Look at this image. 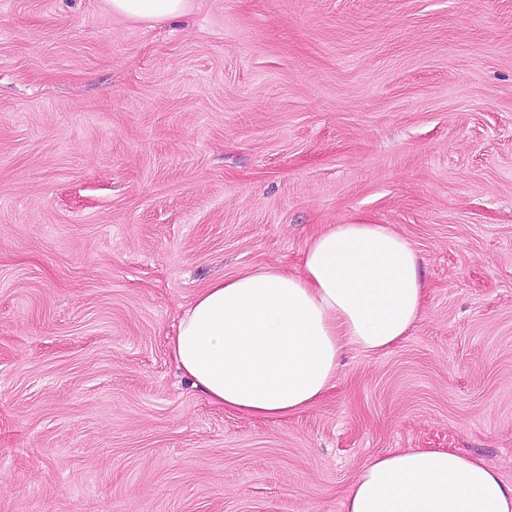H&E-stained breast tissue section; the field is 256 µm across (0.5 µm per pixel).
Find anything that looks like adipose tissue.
Here are the masks:
<instances>
[{"label":"adipose tissue","mask_w":512,"mask_h":512,"mask_svg":"<svg viewBox=\"0 0 512 512\" xmlns=\"http://www.w3.org/2000/svg\"><path fill=\"white\" fill-rule=\"evenodd\" d=\"M196 0H106L147 26ZM410 243L384 224H334L310 240L300 269L273 265L218 279L185 307L171 354L219 407L278 420L334 387L344 351L389 349L421 312L426 286ZM345 512H512V484L452 448L391 450L360 468Z\"/></svg>","instance_id":"1"}]
</instances>
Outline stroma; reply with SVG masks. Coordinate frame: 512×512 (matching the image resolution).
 I'll return each mask as SVG.
<instances>
[{
    "label": "stroma",
    "mask_w": 512,
    "mask_h": 512,
    "mask_svg": "<svg viewBox=\"0 0 512 512\" xmlns=\"http://www.w3.org/2000/svg\"><path fill=\"white\" fill-rule=\"evenodd\" d=\"M387 224L423 311L280 420L170 352L219 278ZM512 483V0H0V512H344L370 456ZM112 16L152 27L191 12L196 0H105Z\"/></svg>",
    "instance_id": "stroma-1"
}]
</instances>
